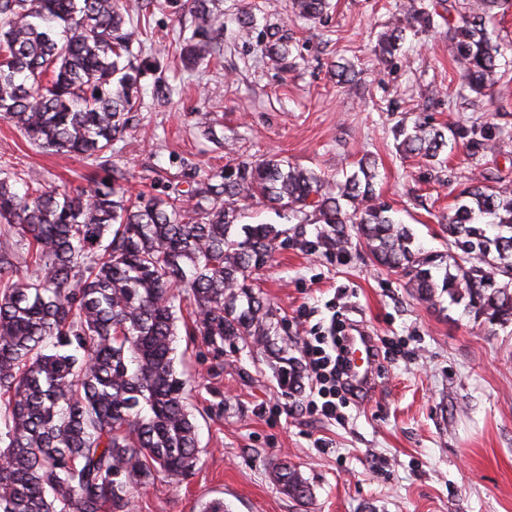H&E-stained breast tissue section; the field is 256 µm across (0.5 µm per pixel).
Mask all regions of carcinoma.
Returning <instances> with one entry per match:
<instances>
[{"label": "carcinoma", "instance_id": "carcinoma-1", "mask_svg": "<svg viewBox=\"0 0 512 512\" xmlns=\"http://www.w3.org/2000/svg\"><path fill=\"white\" fill-rule=\"evenodd\" d=\"M221 0H169L192 18L179 64L194 71L221 51ZM401 0L380 36L390 60L407 33L425 36L448 18V41L465 86L493 96L500 46L487 19L512 0ZM152 0H0V118L31 143L99 162L87 190L24 195L0 178V222L27 241L30 273L14 279L9 241L0 242V512H130L136 488L155 474L171 480L197 465L194 415L177 372L175 336L182 294L193 297V334L215 345H269L273 311L251 289L280 247L342 255L352 238L377 263L408 277L424 300L436 293L486 316L512 320V188L475 180L456 196L444 225L448 254L413 245L407 225L375 192L376 160L329 180L275 156L226 165L161 196L133 198L112 166L141 78L163 71L142 56L134 18ZM328 0H292L295 16L323 21ZM263 50L288 66V36ZM501 129L418 122L394 130L397 149L429 167L449 148L477 158ZM287 210L290 227L250 224L241 203ZM282 385L299 372L279 358ZM270 477L303 501L310 487L296 466Z\"/></svg>", "mask_w": 512, "mask_h": 512}]
</instances>
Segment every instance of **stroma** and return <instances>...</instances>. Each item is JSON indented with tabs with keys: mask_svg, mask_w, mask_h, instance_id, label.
Returning <instances> with one entry per match:
<instances>
[{
	"mask_svg": "<svg viewBox=\"0 0 512 512\" xmlns=\"http://www.w3.org/2000/svg\"><path fill=\"white\" fill-rule=\"evenodd\" d=\"M291 0H223V50L199 71L173 66L191 17L156 0L146 15L148 52L166 63L143 80L130 127L112 147L129 195L162 196L184 176L275 155L328 177L364 155L378 162L376 194L426 251L447 252L443 226L455 198L484 175L512 184V10L488 21L505 73L493 97L461 85L439 21L385 62L374 49L394 0H332L327 20L295 17ZM253 16L251 40L239 36ZM291 40L288 68L260 50L267 31ZM356 76L338 83L336 63ZM493 123L495 148L470 160L449 154L431 177L397 152V124ZM0 171L25 188L88 189L101 170L87 159L30 143L0 119ZM253 291L275 314L289 357L304 337L340 318L374 336V385L334 422L307 408L308 386L279 384L263 347L214 348L178 334L176 369L190 383L198 429L195 469L176 483L138 488L132 512H512V321L489 323L437 293L426 301L403 276L375 265L365 248L342 258L291 247L255 276ZM295 465L311 497L297 502L269 477Z\"/></svg>",
	"mask_w": 512,
	"mask_h": 512,
	"instance_id": "35a3bbf8",
	"label": "stroma"
}]
</instances>
